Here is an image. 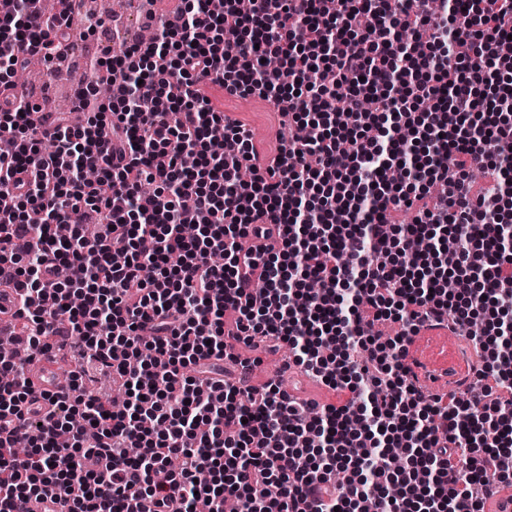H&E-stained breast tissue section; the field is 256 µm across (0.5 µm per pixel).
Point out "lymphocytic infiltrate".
Here are the masks:
<instances>
[{"instance_id": "f902f5d3", "label": "lymphocytic infiltrate", "mask_w": 512, "mask_h": 512, "mask_svg": "<svg viewBox=\"0 0 512 512\" xmlns=\"http://www.w3.org/2000/svg\"><path fill=\"white\" fill-rule=\"evenodd\" d=\"M40 9L8 0L0 14V137L15 143L0 187L16 189L0 207V285L26 295V353L69 343L76 365L42 417L21 360L0 359L13 375L0 512L49 494L68 512H224L228 498L241 512H484L512 477V400L486 384L512 386V59L497 51L512 0H224L218 14L180 0L152 41L87 59L81 123L58 118L48 136L32 118L44 99L13 76L32 57L59 72L87 13L55 0L40 24ZM210 87L279 112L275 154ZM478 169L493 176L479 190ZM75 213L93 237L60 234ZM74 263L82 276L64 283ZM474 320L480 392H425L415 336ZM385 321L400 326L387 339ZM282 343L348 402L314 418L278 381L186 373L228 360L247 374L235 345ZM93 369L118 379L124 412L84 390Z\"/></svg>"}]
</instances>
